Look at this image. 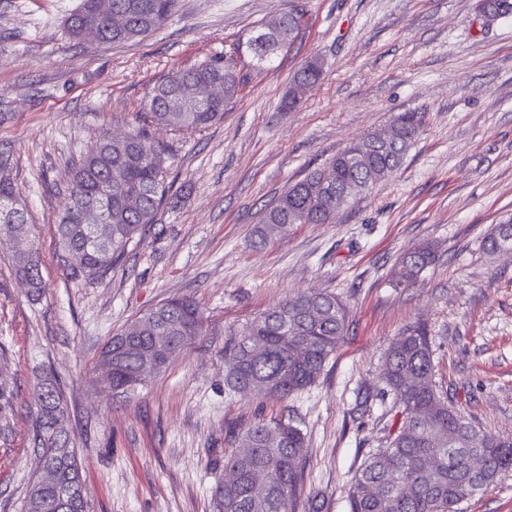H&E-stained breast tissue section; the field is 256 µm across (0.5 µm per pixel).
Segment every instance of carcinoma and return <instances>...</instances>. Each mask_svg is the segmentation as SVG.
Returning a JSON list of instances; mask_svg holds the SVG:
<instances>
[{
	"instance_id": "cac0c4a2",
	"label": "carcinoma",
	"mask_w": 512,
	"mask_h": 512,
	"mask_svg": "<svg viewBox=\"0 0 512 512\" xmlns=\"http://www.w3.org/2000/svg\"><path fill=\"white\" fill-rule=\"evenodd\" d=\"M96 0L82 3L66 20L69 34L82 37V23L94 11ZM178 0H112V13L123 15V23L102 22L97 41L122 45L148 35L175 12ZM480 9L493 16L512 12V0H480ZM303 13L284 12L266 23L279 37L291 40L301 27ZM275 41L263 32L252 41L258 61H268ZM236 49L212 55L187 69H178L156 85L146 111L132 131L98 140L74 164L71 185L64 195L56 224L61 261L73 252L84 253V265H64L74 280H101L122 262L129 243L154 224L166 204L171 185L166 182L164 149L153 142L157 126L174 131H201L224 118V104L238 96L250 74L231 71ZM322 64L311 59L299 68L281 99V109L295 110L303 98L299 89L318 82ZM224 83V102L212 105L203 98L208 86ZM184 86L201 98L182 107L173 99ZM421 112H399L390 123L387 141L374 135L342 149L331 162L333 183L314 170L290 186L263 212L254 235L264 244L292 224H327L336 208L353 194L365 190L397 168L423 128ZM15 192L0 160V200ZM111 203L101 223L111 228L110 242L103 248L91 242L83 224L86 207L105 195ZM23 205L17 214L0 210V241L14 230L27 231ZM484 248L497 252L512 247V223L499 224L485 238ZM436 250L423 245L404 256L394 278L398 285L414 284L435 263ZM16 275L28 280L30 292L39 294L43 283L40 256L24 259L15 254ZM346 303L334 293L312 291L288 298L254 319L224 343V385L231 391L259 399L285 401L314 385L335 354L347 331ZM204 318L198 303L189 297L166 300L145 311L131 331L113 336L102 348L96 364L112 356V372L98 374L105 389H122L133 395L150 376L141 375L144 360H156L154 375L166 371L171 359L160 357L158 343L166 340L179 352L203 333ZM433 350L428 326L417 322L406 327L391 343L383 362L382 387L357 394V410L367 412L375 398L391 399L399 420L390 433L388 446L371 454L356 470L348 493V512H457L465 498L487 491L498 476L512 468V438L484 431L456 410L441 395L433 381ZM32 401L39 420L31 442L44 466L57 478L53 488L34 484L24 502V512H42L45 498L68 497L67 512H88V501L75 451L68 443V415L59 385L46 379L34 389ZM13 395L0 388V433L8 427L7 412ZM238 447L224 451V473L211 495L212 512H295L297 493L304 481L305 434L292 420L279 416L260 418L235 431ZM479 456L482 467L474 469L470 459Z\"/></svg>"
}]
</instances>
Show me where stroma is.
<instances>
[{"label":"stroma","instance_id":"1","mask_svg":"<svg viewBox=\"0 0 512 512\" xmlns=\"http://www.w3.org/2000/svg\"><path fill=\"white\" fill-rule=\"evenodd\" d=\"M80 0H0V155L30 221L45 284L32 300L0 243V385L15 394L0 435V512H23L36 477L31 394L53 371L67 404L89 512H209L230 431L283 415L306 435L296 512L320 494L347 512L351 478L385 447L395 414L379 401L352 413L358 389L378 385L385 353L409 324L432 333L434 381L468 421L512 436V252L485 236L512 220V15L486 18L479 0H179L139 42L76 41L66 18ZM302 11L301 31L271 61L240 60L250 80L202 131L157 128L168 178L189 190L165 207L103 280L70 279L55 224L75 161L97 140L134 129L154 85L172 71L248 41L274 15ZM324 62L295 112L280 108L293 73ZM422 112L401 165L336 212L251 243L261 213L351 141ZM424 243L438 259L411 287L397 260ZM322 289L349 308L348 329L315 385L287 401L224 387L230 332L290 296ZM189 296L205 333L134 395L98 386L101 347L146 309ZM457 512H512V471Z\"/></svg>","mask_w":512,"mask_h":512}]
</instances>
